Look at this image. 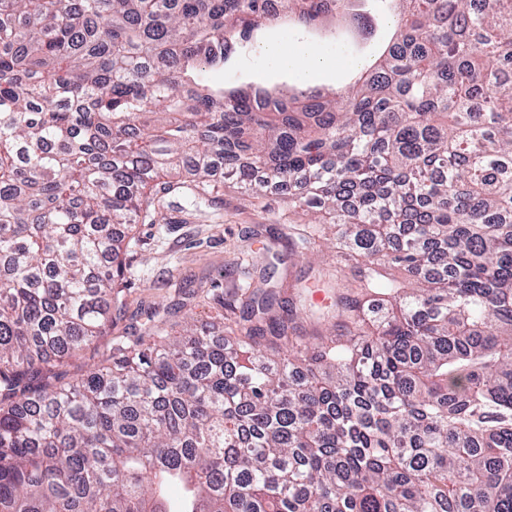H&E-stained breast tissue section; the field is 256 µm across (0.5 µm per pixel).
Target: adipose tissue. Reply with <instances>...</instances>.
I'll return each mask as SVG.
<instances>
[{"instance_id":"ef3b65f1","label":"adipose tissue","mask_w":512,"mask_h":512,"mask_svg":"<svg viewBox=\"0 0 512 512\" xmlns=\"http://www.w3.org/2000/svg\"><path fill=\"white\" fill-rule=\"evenodd\" d=\"M250 58L252 62L263 68L292 69L302 77L330 64L325 54L309 43L299 41L288 43L276 38L266 39L253 45Z\"/></svg>"}]
</instances>
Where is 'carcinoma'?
<instances>
[{
	"label": "carcinoma",
	"mask_w": 512,
	"mask_h": 512,
	"mask_svg": "<svg viewBox=\"0 0 512 512\" xmlns=\"http://www.w3.org/2000/svg\"><path fill=\"white\" fill-rule=\"evenodd\" d=\"M375 2L325 94L204 75L284 18L373 39L350 0H0V512H512V0ZM219 159L362 260L320 350L263 288L222 349L112 337L135 224ZM104 353H107L105 347L99 344L95 350L91 347L84 351L80 357L65 360L61 369L69 377H75L100 364L101 360L105 357Z\"/></svg>",
	"instance_id": "carcinoma-1"
}]
</instances>
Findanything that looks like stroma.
<instances>
[{
    "label": "stroma",
    "instance_id": "stroma-1",
    "mask_svg": "<svg viewBox=\"0 0 512 512\" xmlns=\"http://www.w3.org/2000/svg\"><path fill=\"white\" fill-rule=\"evenodd\" d=\"M302 37L328 56L339 52L346 58H366L371 53L368 44L352 41L344 26L306 31ZM212 79L228 88L285 89L297 83L294 73L250 67L242 53ZM161 213L159 223L138 226L135 243L122 258L126 314L113 335H136L149 319L177 330L191 317L216 343H223L226 324L241 315L246 287L264 274L282 300L293 302L297 332L310 344H318L319 334L335 330V322H317L310 310L334 307L330 273L340 272L347 283L355 279L357 265L348 255L320 244L289 249V241L309 227L314 210L289 203L281 188H269L255 199L227 180L194 205L186 194L169 196Z\"/></svg>",
    "mask_w": 512,
    "mask_h": 512
}]
</instances>
